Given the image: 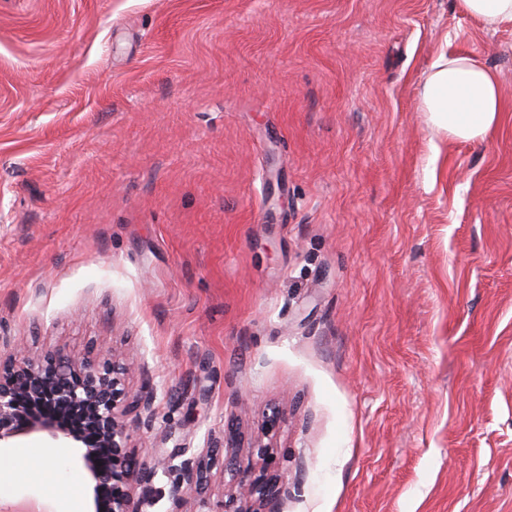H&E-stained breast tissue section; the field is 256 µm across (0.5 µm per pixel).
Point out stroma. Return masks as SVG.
Here are the masks:
<instances>
[{
    "instance_id": "obj_1",
    "label": "stroma",
    "mask_w": 512,
    "mask_h": 512,
    "mask_svg": "<svg viewBox=\"0 0 512 512\" xmlns=\"http://www.w3.org/2000/svg\"><path fill=\"white\" fill-rule=\"evenodd\" d=\"M456 0H0V337L117 360L139 457L284 414L277 512H512V28ZM498 75L477 142L421 109ZM42 437L0 512H71ZM422 108L436 132L456 142L484 140L502 120L495 74L467 53H440L422 90Z\"/></svg>"
}]
</instances>
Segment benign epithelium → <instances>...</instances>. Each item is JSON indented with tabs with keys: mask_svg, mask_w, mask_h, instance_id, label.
Segmentation results:
<instances>
[{
	"mask_svg": "<svg viewBox=\"0 0 512 512\" xmlns=\"http://www.w3.org/2000/svg\"><path fill=\"white\" fill-rule=\"evenodd\" d=\"M41 393L82 412L96 430L94 441L89 443L40 415L24 413L22 401ZM155 401L154 389L147 386L130 393L115 365L52 354L34 361L14 342L9 357L0 360V449L32 435L50 439L55 448L76 449L75 459L88 484L87 512H145L144 507L156 504L149 492L161 473L174 475L168 491L170 512H181L191 500L203 508L206 467L191 460L173 464L140 459L129 446L125 417L138 408L152 413ZM279 422L276 411L265 416L262 438L253 444L262 464L257 470L231 473L233 487L218 512H267L266 506L288 494L278 474L279 463L269 452Z\"/></svg>",
	"mask_w": 512,
	"mask_h": 512,
	"instance_id": "obj_1",
	"label": "benign epithelium"
}]
</instances>
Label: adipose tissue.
Wrapping results in <instances>:
<instances>
[{
	"mask_svg": "<svg viewBox=\"0 0 512 512\" xmlns=\"http://www.w3.org/2000/svg\"><path fill=\"white\" fill-rule=\"evenodd\" d=\"M459 11L488 30L512 26V0H457ZM422 108L436 132L456 142L485 139L501 122L503 99L495 74L467 53H440L422 90Z\"/></svg>",
	"mask_w": 512,
	"mask_h": 512,
	"instance_id": "ef3b65f1",
	"label": "adipose tissue"
}]
</instances>
